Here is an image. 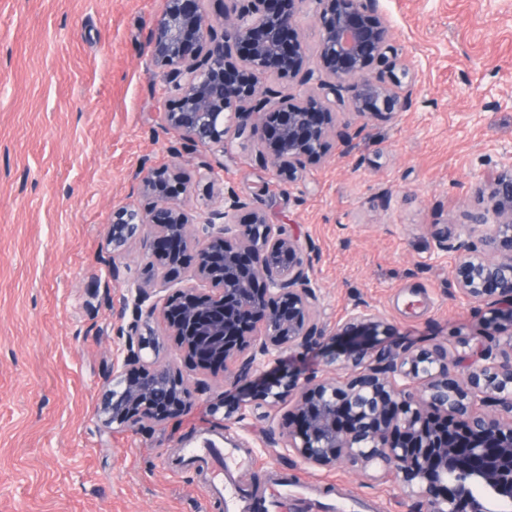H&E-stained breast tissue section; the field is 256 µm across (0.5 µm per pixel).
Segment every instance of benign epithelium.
I'll list each match as a JSON object with an SVG mask.
<instances>
[{
    "label": "benign epithelium",
    "mask_w": 512,
    "mask_h": 512,
    "mask_svg": "<svg viewBox=\"0 0 512 512\" xmlns=\"http://www.w3.org/2000/svg\"><path fill=\"white\" fill-rule=\"evenodd\" d=\"M302 2L232 0L235 8L213 19L202 0H167L150 37V61L164 68V94L174 104L165 120L182 147L215 158L236 143L251 145L293 184L306 163L349 143L343 116L390 118L412 105L416 83L376 0H314L320 39L313 53L299 30ZM293 84L315 93H291ZM223 168L207 159L197 174L213 185ZM141 182L150 204L112 221V279L128 268L121 247L140 234L151 242V255L171 264L194 249L197 276L208 288L186 289L173 309L137 286L136 319L125 353L113 361L102 406L106 425L130 430L184 414L207 392L206 376L216 366L224 369V384L235 386L284 351L326 335L312 259L299 236L269 223L260 209L238 222L251 202L232 188L222 189L216 205L187 210L171 203L182 191L179 171L151 169ZM474 192L488 206L471 213L466 228L489 231L460 243L454 281L463 297L512 322V156ZM154 318L176 338L195 376L143 354L157 351L140 327ZM393 333L384 317L357 306L334 330L353 340L346 376L301 384L282 374L255 383L254 408L287 401L296 418L266 442L315 467L373 468L399 480L425 512H460L462 502L468 512H494L492 500L511 505L512 336L469 334L458 340L460 352L361 343ZM221 408L226 429L244 416L241 404L210 405L214 414Z\"/></svg>",
    "instance_id": "benign-epithelium-1"
}]
</instances>
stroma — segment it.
Listing matches in <instances>:
<instances>
[{"instance_id": "35a3bbf8", "label": "stroma", "mask_w": 512, "mask_h": 512, "mask_svg": "<svg viewBox=\"0 0 512 512\" xmlns=\"http://www.w3.org/2000/svg\"><path fill=\"white\" fill-rule=\"evenodd\" d=\"M420 92L388 118L353 122L351 145L307 165L296 184L256 151L224 156V183L270 223L306 240L327 328L357 304L395 329L389 345L453 343L478 326L512 323L459 296L457 245L472 185L512 154V0H376ZM166 0H0V512H224L209 470L175 466L210 433L246 443L258 465L248 491L272 479L311 482L297 512H414L391 479L343 465L315 468L265 443L285 431L289 404L248 408L255 379L342 374L347 339L284 352L255 379L223 374L186 413L142 431L101 423L112 364L134 313L124 297L153 278L163 301L196 286L195 259L173 277L149 270L142 238L129 269L108 273L114 214L141 208L140 169L179 167L182 202L215 191L165 121L163 71L149 40ZM449 239H442V232ZM241 403L225 426L208 403Z\"/></svg>"}]
</instances>
